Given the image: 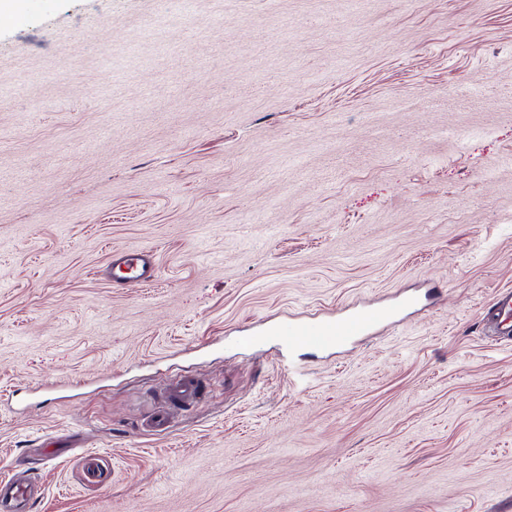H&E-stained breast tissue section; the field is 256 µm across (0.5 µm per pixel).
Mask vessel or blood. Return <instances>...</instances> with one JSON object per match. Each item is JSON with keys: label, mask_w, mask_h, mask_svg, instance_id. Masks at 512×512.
Returning a JSON list of instances; mask_svg holds the SVG:
<instances>
[{"label": "vessel or blood", "mask_w": 512, "mask_h": 512, "mask_svg": "<svg viewBox=\"0 0 512 512\" xmlns=\"http://www.w3.org/2000/svg\"><path fill=\"white\" fill-rule=\"evenodd\" d=\"M153 270L149 249H133L112 264L113 282L125 284L148 278ZM385 308H373L361 313H350L336 318H310L301 322L282 324L283 337L302 340L315 347H329L364 335L372 326L390 319ZM489 322L494 334H512V290L499 292L490 308ZM9 497L0 501V512H27L34 494L32 485L12 479L8 482Z\"/></svg>", "instance_id": "1"}]
</instances>
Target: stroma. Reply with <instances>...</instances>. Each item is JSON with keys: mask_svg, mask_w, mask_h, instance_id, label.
I'll return each instance as SVG.
<instances>
[{"mask_svg": "<svg viewBox=\"0 0 512 512\" xmlns=\"http://www.w3.org/2000/svg\"><path fill=\"white\" fill-rule=\"evenodd\" d=\"M23 2L0 477L30 512H512V0ZM133 247L153 278L112 283ZM177 375L204 393L152 428ZM489 322L497 336L512 334V290L499 292L489 309ZM392 317L385 308H373L362 313H350L336 318H310L306 321H288L278 328L285 339H300L315 347H329L364 335L372 326ZM5 485H9V497L6 502L1 498ZM34 494L32 485L20 480L2 479L0 486V510L3 512H26Z\"/></svg>", "mask_w": 512, "mask_h": 512, "instance_id": "35a3bbf8", "label": "stroma"}]
</instances>
